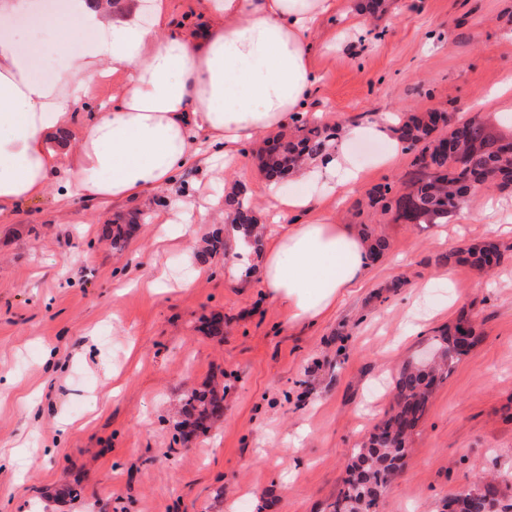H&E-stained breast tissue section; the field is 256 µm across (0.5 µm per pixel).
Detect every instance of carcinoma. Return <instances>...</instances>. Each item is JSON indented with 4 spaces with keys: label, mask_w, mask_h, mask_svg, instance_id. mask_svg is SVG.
Listing matches in <instances>:
<instances>
[{
    "label": "carcinoma",
    "mask_w": 512,
    "mask_h": 512,
    "mask_svg": "<svg viewBox=\"0 0 512 512\" xmlns=\"http://www.w3.org/2000/svg\"><path fill=\"white\" fill-rule=\"evenodd\" d=\"M448 127V135H434L439 125ZM298 130L303 135L272 138L277 145L266 153V173L281 178L327 149L335 133L326 127L308 122ZM400 138L415 149L410 178L405 186L390 195L391 188L375 187L368 193V204L382 213L395 212L411 224H440L448 214L464 206L481 188L507 190L512 188V151L501 139L493 137L486 125L477 119L449 125L445 112H426L409 116L398 127ZM233 221L246 226L248 237L258 241L260 227L248 201L232 200ZM133 224H106L103 236L115 247L121 246ZM456 261L467 262L478 269L491 268L500 261L501 251L494 243L470 246L454 254ZM471 324L462 312L434 337L431 359L407 362L396 381L395 405L392 413L376 425L368 440L353 449L331 512H381L382 496L392 475L408 457L409 438L427 410L432 389L439 379L448 377L453 365L468 351L461 350L456 332ZM224 416V396L214 388L193 390L186 396L180 419L174 428L182 439L204 433Z\"/></svg>",
    "instance_id": "carcinoma-1"
}]
</instances>
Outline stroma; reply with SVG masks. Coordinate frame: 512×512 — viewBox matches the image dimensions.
Segmentation results:
<instances>
[{"mask_svg": "<svg viewBox=\"0 0 512 512\" xmlns=\"http://www.w3.org/2000/svg\"><path fill=\"white\" fill-rule=\"evenodd\" d=\"M316 41L310 111L345 127L371 112H445L512 138V0H382ZM265 148L255 139L230 166L215 156L220 178L180 174L174 190L214 205L198 239L230 223V193L273 232ZM352 151L362 182L321 205L388 248L314 324L290 321L259 279L228 280L226 252L185 256L187 217L168 191L65 207L49 195L0 217V512H327L352 450L389 413L402 364L463 311L477 342L436 384L384 512H444L491 474L512 501V192L481 189L447 223L409 224L367 194L400 189L413 151L385 167L372 164L377 144ZM131 220L122 249L102 239V225ZM486 241L503 253L492 273L445 260ZM160 268L166 290L126 289ZM450 272L451 292L438 284ZM205 386L223 389L224 416L182 440L173 422Z\"/></svg>", "mask_w": 512, "mask_h": 512, "instance_id": "1", "label": "stroma"}]
</instances>
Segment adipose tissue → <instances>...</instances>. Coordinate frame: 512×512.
<instances>
[{
  "label": "adipose tissue",
  "instance_id": "ef3b65f1",
  "mask_svg": "<svg viewBox=\"0 0 512 512\" xmlns=\"http://www.w3.org/2000/svg\"><path fill=\"white\" fill-rule=\"evenodd\" d=\"M19 4L0 5V216L62 196L122 202L159 190L174 210L191 208L174 192L180 172L201 163L202 149L235 157L258 134L287 128L306 114L319 76L313 36L342 14V0H199L202 22L176 24L170 0H153L141 22L139 0H68L64 13L38 30L13 27ZM61 61L54 80L39 78ZM126 72L107 112L91 113L72 138L73 108L114 66ZM376 142L379 166L404 144L388 117L350 127L301 188L269 182L280 225L260 266L229 262L239 280L259 277L290 320L316 322L367 270L369 245L347 224L315 213L311 185L337 196L354 191L360 168L353 143ZM308 219L297 224L293 215Z\"/></svg>",
  "mask_w": 512,
  "mask_h": 512
}]
</instances>
